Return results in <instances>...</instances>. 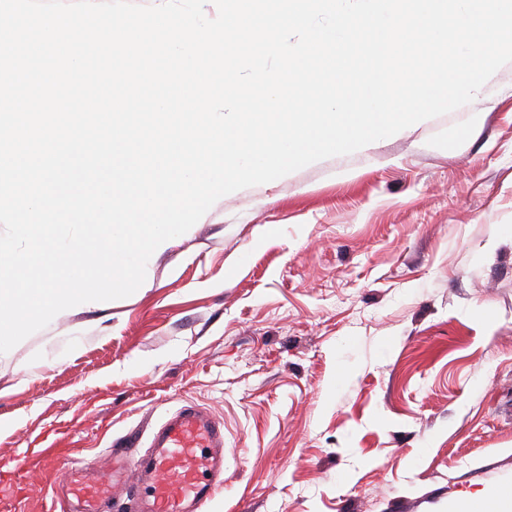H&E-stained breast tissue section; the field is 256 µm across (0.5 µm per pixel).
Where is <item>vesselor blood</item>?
Masks as SVG:
<instances>
[{"label":"vessel or blood","instance_id":"b4317fda","mask_svg":"<svg viewBox=\"0 0 512 512\" xmlns=\"http://www.w3.org/2000/svg\"><path fill=\"white\" fill-rule=\"evenodd\" d=\"M82 470L59 496L60 512H105L118 486L133 512H201L224 484V427L188 404L153 429L148 452H137L129 434L113 442L107 463Z\"/></svg>","mask_w":512,"mask_h":512}]
</instances>
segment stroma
I'll list each match as a JSON object with an SVG mask.
<instances>
[{
    "mask_svg": "<svg viewBox=\"0 0 512 512\" xmlns=\"http://www.w3.org/2000/svg\"><path fill=\"white\" fill-rule=\"evenodd\" d=\"M206 512H448L512 488V63L455 111L221 197L129 297L0 354V512L179 406ZM56 445L55 471L24 466Z\"/></svg>",
    "mask_w": 512,
    "mask_h": 512,
    "instance_id": "stroma-1",
    "label": "stroma"
}]
</instances>
